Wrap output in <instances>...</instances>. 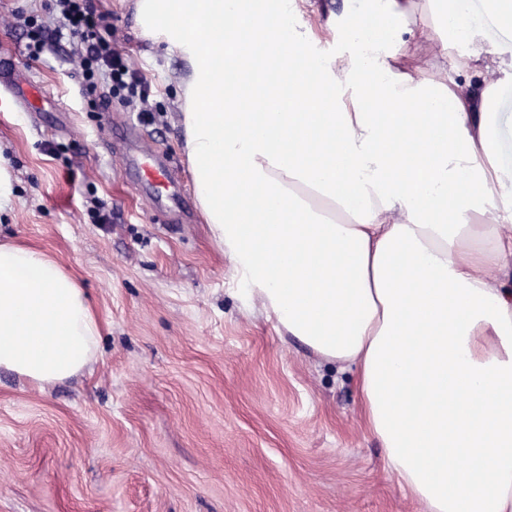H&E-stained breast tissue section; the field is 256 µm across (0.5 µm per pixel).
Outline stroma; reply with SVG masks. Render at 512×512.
Here are the masks:
<instances>
[{"label":"stroma","mask_w":512,"mask_h":512,"mask_svg":"<svg viewBox=\"0 0 512 512\" xmlns=\"http://www.w3.org/2000/svg\"><path fill=\"white\" fill-rule=\"evenodd\" d=\"M150 87L143 140L182 178L174 221L122 159L128 106L87 108L57 42L25 55L24 18L51 0H0V55L41 84V111L0 91V165L14 185L0 241L43 249L85 288L100 323L93 363L38 386L0 370V512H426L384 467L356 368L293 339L241 290L211 237L182 149L176 53L137 36L134 0H91ZM359 0H300L295 26L329 54ZM104 204L106 223L87 210Z\"/></svg>","instance_id":"35a3bbf8"}]
</instances>
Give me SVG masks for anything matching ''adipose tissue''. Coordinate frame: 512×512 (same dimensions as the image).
I'll use <instances>...</instances> for the list:
<instances>
[{
	"instance_id": "ef3b65f1",
	"label": "adipose tissue",
	"mask_w": 512,
	"mask_h": 512,
	"mask_svg": "<svg viewBox=\"0 0 512 512\" xmlns=\"http://www.w3.org/2000/svg\"><path fill=\"white\" fill-rule=\"evenodd\" d=\"M376 0L349 54L305 47L297 0H136L139 35L188 66L183 149L249 298L325 360L357 367L386 468L428 512H512V164L489 108L512 57L435 0ZM463 53H455L457 44ZM481 76L463 85L456 74ZM369 101L349 112L346 100ZM100 328L55 259L0 243V368L44 385L94 359ZM431 0H414V11L408 19L409 27L417 32L429 31L432 26ZM440 46V38L434 35V40L429 42L428 49L419 53L416 57L406 61V65L421 78H429L433 73L432 65L436 61V53Z\"/></svg>"
}]
</instances>
